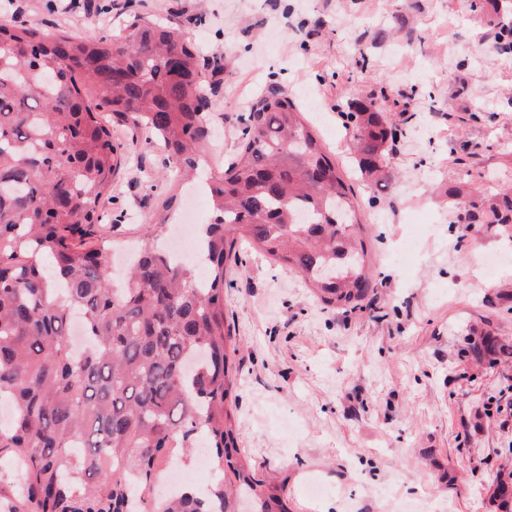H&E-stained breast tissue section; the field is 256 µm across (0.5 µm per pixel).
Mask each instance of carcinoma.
Segmentation results:
<instances>
[{
	"instance_id": "obj_1",
	"label": "carcinoma",
	"mask_w": 512,
	"mask_h": 512,
	"mask_svg": "<svg viewBox=\"0 0 512 512\" xmlns=\"http://www.w3.org/2000/svg\"><path fill=\"white\" fill-rule=\"evenodd\" d=\"M198 49L178 29L133 18L73 37L0 23V395L14 408L0 449L22 464L32 512H288L281 489L240 459L231 397L236 352L224 270L249 248L300 275L327 308L352 312L369 288L367 230L349 183L300 108L279 92L251 108L243 143L205 182L199 279L141 243L114 287L106 249L85 239L122 164L112 126L156 140L198 170L210 127ZM346 129L364 174L381 171L395 126L356 102ZM456 219L512 233V190L448 191ZM88 346L67 331L74 311ZM204 440L217 478L162 500L157 468Z\"/></svg>"
}]
</instances>
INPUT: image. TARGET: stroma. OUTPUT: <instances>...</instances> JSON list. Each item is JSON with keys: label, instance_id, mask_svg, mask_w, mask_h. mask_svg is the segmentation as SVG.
Masks as SVG:
<instances>
[{"label": "stroma", "instance_id": "1", "mask_svg": "<svg viewBox=\"0 0 512 512\" xmlns=\"http://www.w3.org/2000/svg\"><path fill=\"white\" fill-rule=\"evenodd\" d=\"M22 4L21 22L77 37L136 16L178 27L207 77L215 164L274 88L306 109L352 185L372 252L360 309L324 308L246 249L224 272L241 458L282 485L289 512H505L494 489L512 482V242L490 229L461 239L448 208L450 187L512 178V50L476 56L496 27L472 0ZM370 99L399 130L379 181L358 171L344 128L348 104ZM115 136L130 157L94 244L142 241L172 194L208 223L206 193L190 197L157 143Z\"/></svg>", "mask_w": 512, "mask_h": 512}]
</instances>
